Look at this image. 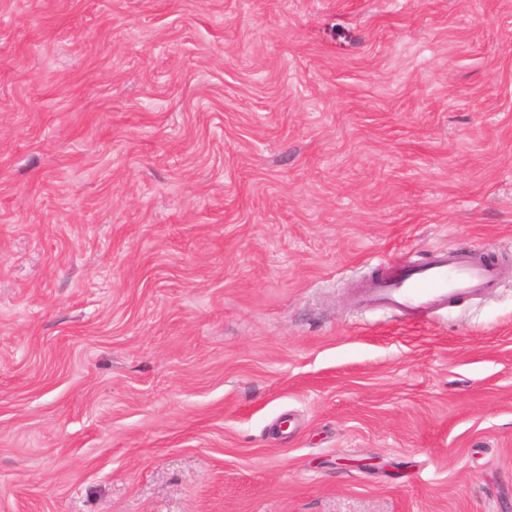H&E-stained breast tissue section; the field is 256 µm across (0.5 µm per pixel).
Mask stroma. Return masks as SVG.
I'll return each instance as SVG.
<instances>
[{"label": "stroma", "mask_w": 512, "mask_h": 512, "mask_svg": "<svg viewBox=\"0 0 512 512\" xmlns=\"http://www.w3.org/2000/svg\"><path fill=\"white\" fill-rule=\"evenodd\" d=\"M0 512H512V0H0ZM505 271L496 261L481 260L458 249L432 256L420 267H392L366 285L367 297L384 307L419 316L445 307L462 295L476 296L495 288Z\"/></svg>", "instance_id": "obj_1"}]
</instances>
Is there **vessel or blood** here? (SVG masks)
<instances>
[{
    "label": "vessel or blood",
    "mask_w": 512,
    "mask_h": 512,
    "mask_svg": "<svg viewBox=\"0 0 512 512\" xmlns=\"http://www.w3.org/2000/svg\"><path fill=\"white\" fill-rule=\"evenodd\" d=\"M504 270L498 262L483 260L458 249L432 256L426 265L392 267L369 281L367 297L382 306L418 316L444 307L462 295L476 296L496 287Z\"/></svg>",
    "instance_id": "obj_1"
}]
</instances>
